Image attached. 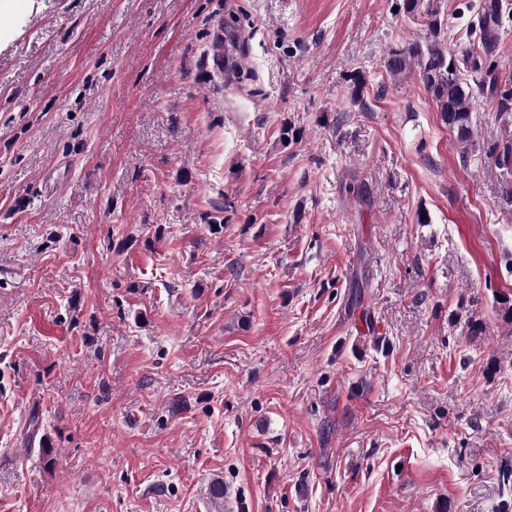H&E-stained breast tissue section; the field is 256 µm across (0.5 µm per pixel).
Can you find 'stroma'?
<instances>
[{
  "instance_id": "obj_1",
  "label": "stroma",
  "mask_w": 512,
  "mask_h": 512,
  "mask_svg": "<svg viewBox=\"0 0 512 512\" xmlns=\"http://www.w3.org/2000/svg\"><path fill=\"white\" fill-rule=\"evenodd\" d=\"M400 3L0 0V512H512L497 101L389 77Z\"/></svg>"
}]
</instances>
